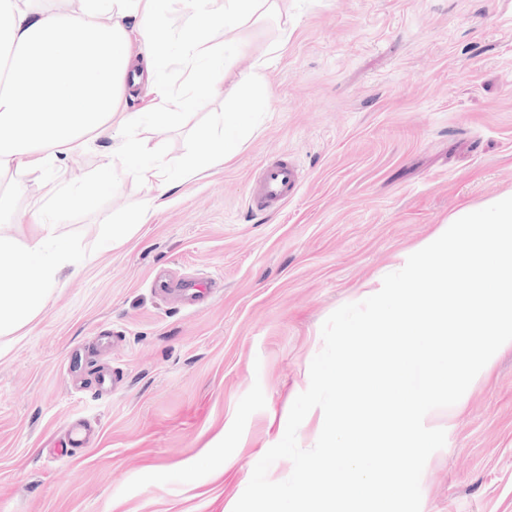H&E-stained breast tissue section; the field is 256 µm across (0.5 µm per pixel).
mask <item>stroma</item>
<instances>
[{
	"instance_id": "obj_1",
	"label": "stroma",
	"mask_w": 512,
	"mask_h": 512,
	"mask_svg": "<svg viewBox=\"0 0 512 512\" xmlns=\"http://www.w3.org/2000/svg\"><path fill=\"white\" fill-rule=\"evenodd\" d=\"M294 31L266 71L268 109L224 167L0 336V512H233L253 468L286 429L321 326L394 272L397 252L448 215L512 191V0H285ZM216 99L176 129L146 130L169 164L207 149ZM111 146L61 160L53 179L16 176V208L83 184ZM288 157L306 179L282 209L249 207L256 172ZM129 176L56 233L89 251L113 210L135 207ZM211 280L190 310L151 274ZM85 345L83 385L69 355ZM117 390L98 391L100 373ZM99 436L74 456L51 449L75 417ZM445 446L421 477V512H512V348L472 384L465 409L428 413Z\"/></svg>"
}]
</instances>
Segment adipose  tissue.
<instances>
[{
	"instance_id": "1",
	"label": "adipose tissue",
	"mask_w": 512,
	"mask_h": 512,
	"mask_svg": "<svg viewBox=\"0 0 512 512\" xmlns=\"http://www.w3.org/2000/svg\"><path fill=\"white\" fill-rule=\"evenodd\" d=\"M279 10V0H77L65 10L43 0H0V178H39L98 138L112 142L84 185L60 194L51 208L15 213L22 233L0 236V267L16 271L0 284V335L43 310L62 271L75 274L96 260V252L75 251L56 236L63 214L95 207L120 178L138 176L147 191L136 209L112 214L104 245L116 247L178 184L238 154L267 108L259 90L270 60L258 56L242 71L235 62L249 29ZM172 61L186 77L178 87L161 75ZM134 74L145 77L150 99L129 112L122 103ZM244 86L257 91L249 111L224 112L203 132L207 155L188 154L173 167L136 134L151 121L180 127L189 111Z\"/></svg>"
}]
</instances>
